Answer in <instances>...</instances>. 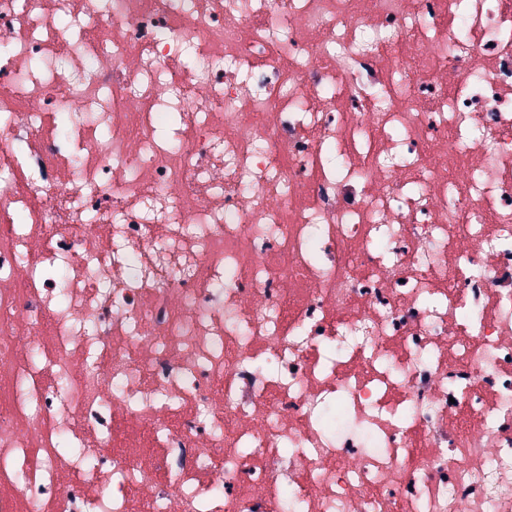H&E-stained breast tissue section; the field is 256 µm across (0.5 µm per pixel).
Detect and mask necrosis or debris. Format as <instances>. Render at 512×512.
I'll use <instances>...</instances> for the list:
<instances>
[{
	"label": "necrosis or debris",
	"mask_w": 512,
	"mask_h": 512,
	"mask_svg": "<svg viewBox=\"0 0 512 512\" xmlns=\"http://www.w3.org/2000/svg\"><path fill=\"white\" fill-rule=\"evenodd\" d=\"M511 129L512 0H0V512H512Z\"/></svg>",
	"instance_id": "obj_1"
}]
</instances>
